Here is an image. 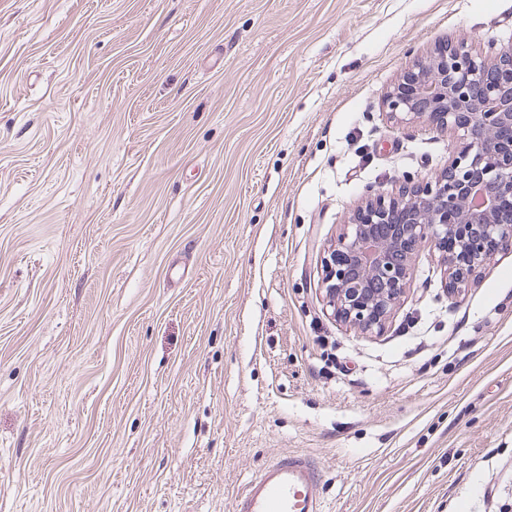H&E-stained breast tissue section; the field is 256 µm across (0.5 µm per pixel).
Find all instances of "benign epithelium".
I'll list each match as a JSON object with an SVG mask.
<instances>
[{
	"label": "benign epithelium",
	"mask_w": 512,
	"mask_h": 512,
	"mask_svg": "<svg viewBox=\"0 0 512 512\" xmlns=\"http://www.w3.org/2000/svg\"><path fill=\"white\" fill-rule=\"evenodd\" d=\"M472 50L437 45L386 92L389 118L421 119L459 147L424 182L402 178L398 193L367 190L346 230L323 251L320 287L330 316L367 336L385 329L425 244L439 254L448 299L501 250L512 249V45Z\"/></svg>",
	"instance_id": "1"
}]
</instances>
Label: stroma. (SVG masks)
Here are the masks:
<instances>
[{"mask_svg": "<svg viewBox=\"0 0 512 512\" xmlns=\"http://www.w3.org/2000/svg\"><path fill=\"white\" fill-rule=\"evenodd\" d=\"M512 0H0V512H233L311 456L324 512H512V250L383 335L320 257L457 143L383 96Z\"/></svg>", "mask_w": 512, "mask_h": 512, "instance_id": "obj_1", "label": "stroma"}]
</instances>
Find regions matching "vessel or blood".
<instances>
[{
  "instance_id": "vessel-or-blood-1",
  "label": "vessel or blood",
  "mask_w": 512,
  "mask_h": 512,
  "mask_svg": "<svg viewBox=\"0 0 512 512\" xmlns=\"http://www.w3.org/2000/svg\"><path fill=\"white\" fill-rule=\"evenodd\" d=\"M316 463L302 454L288 455L264 465L243 494L234 499L233 512H322Z\"/></svg>"
}]
</instances>
